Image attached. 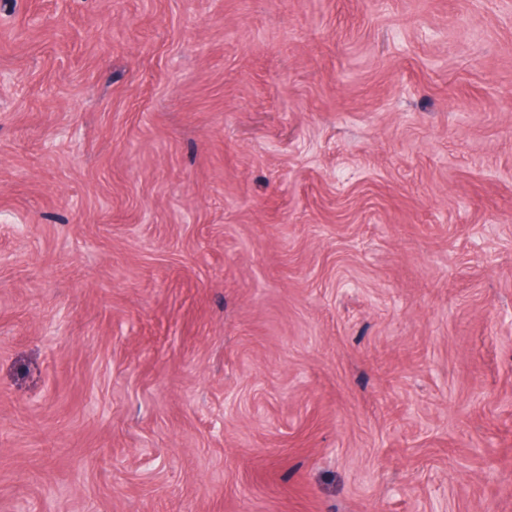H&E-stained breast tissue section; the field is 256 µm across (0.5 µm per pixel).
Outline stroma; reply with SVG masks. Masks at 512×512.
<instances>
[{
	"label": "stroma",
	"instance_id": "35a3bbf8",
	"mask_svg": "<svg viewBox=\"0 0 512 512\" xmlns=\"http://www.w3.org/2000/svg\"><path fill=\"white\" fill-rule=\"evenodd\" d=\"M0 512H512V0H0Z\"/></svg>",
	"mask_w": 512,
	"mask_h": 512
}]
</instances>
